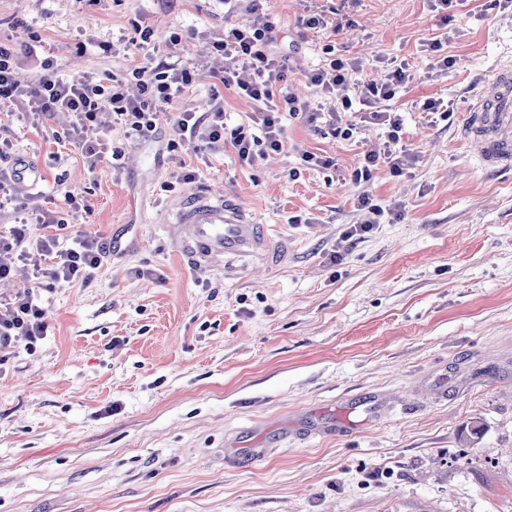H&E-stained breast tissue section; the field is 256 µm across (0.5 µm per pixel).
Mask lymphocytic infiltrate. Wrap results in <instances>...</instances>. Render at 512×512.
<instances>
[{"instance_id": "obj_1", "label": "lymphocytic infiltrate", "mask_w": 512, "mask_h": 512, "mask_svg": "<svg viewBox=\"0 0 512 512\" xmlns=\"http://www.w3.org/2000/svg\"><path fill=\"white\" fill-rule=\"evenodd\" d=\"M224 5L229 12L245 15L246 21L226 28L223 38L212 43L214 51L223 56L224 66L212 73L217 88L211 94L208 111H181L174 107L193 82L194 72L188 67L177 69L163 62L152 68L133 66L129 75L137 92L131 95L120 80L106 86L87 76L61 78L55 75L49 60L41 62L37 78L25 77L15 47L2 43L0 101L22 103V119L34 124L47 122L58 112L68 113L70 124L57 142L80 149L91 167L107 151L102 145L84 141L82 132L106 110L118 117L127 133L139 136L153 132L158 119H165L170 150L184 148L204 158L228 144L246 164L282 151L283 121L289 117L304 116L311 122L325 118L332 136L351 139L356 125H339L336 113L352 111L357 104L363 106L370 119L388 124L390 142L399 141L401 123L391 117L385 104L404 90L408 80L405 66H394L384 81L355 83L356 98H343L341 105L312 107L288 91L287 59L277 49L275 26L263 13L260 0H224ZM227 89L255 105L251 125L227 126L223 96ZM18 166L11 126L0 117V211L12 208L16 219L9 236L0 235V279L11 277L17 264L26 261L33 282L32 288L13 299L0 301V353L20 339L25 340L28 350H35L48 329L43 292L90 281L105 254L99 238L68 230L70 219L84 208L78 194L65 192L62 205L55 208L46 207L35 198L16 201L12 182L18 175ZM34 224L45 227V234L32 236L30 227Z\"/></svg>"}]
</instances>
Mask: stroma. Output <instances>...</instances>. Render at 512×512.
<instances>
[{
	"label": "stroma",
	"instance_id": "35a3bbf8",
	"mask_svg": "<svg viewBox=\"0 0 512 512\" xmlns=\"http://www.w3.org/2000/svg\"><path fill=\"white\" fill-rule=\"evenodd\" d=\"M486 3L442 15L430 0H317L347 16L336 35L302 31L303 0L263 4L298 96L328 44L361 80L408 64L392 107L416 159L400 176L351 181L387 140L353 112L337 115L358 124L352 139L293 119L283 152L249 167L229 147L205 161L169 150L162 122L147 138L113 128L120 169L107 155L91 171L54 139L66 116L15 125L16 155L37 167L17 193H81L77 228L106 253L91 282L45 294L46 336L0 365V512H512V170L477 167L462 133L512 49V6ZM225 24L222 0H0V41L38 42L70 79L203 61L180 101L199 112ZM137 27L155 47H125ZM442 34L455 64L431 80ZM38 58H23L26 76ZM429 98L450 101V118L423 111ZM305 151L336 164L289 179ZM182 166L266 229L271 264L179 258L162 225L197 187L174 183ZM362 191L385 214L354 236Z\"/></svg>",
	"mask_w": 512,
	"mask_h": 512
}]
</instances>
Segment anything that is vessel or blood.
I'll return each instance as SVG.
<instances>
[{
  "mask_svg": "<svg viewBox=\"0 0 512 512\" xmlns=\"http://www.w3.org/2000/svg\"><path fill=\"white\" fill-rule=\"evenodd\" d=\"M466 138L479 150L482 169H512V59L497 64L466 111ZM178 251L198 269L223 266L268 251L267 234L252 224L246 211L223 194L197 191L173 204L166 213Z\"/></svg>",
  "mask_w": 512,
  "mask_h": 512,
  "instance_id": "obj_1",
  "label": "vessel or blood"
}]
</instances>
